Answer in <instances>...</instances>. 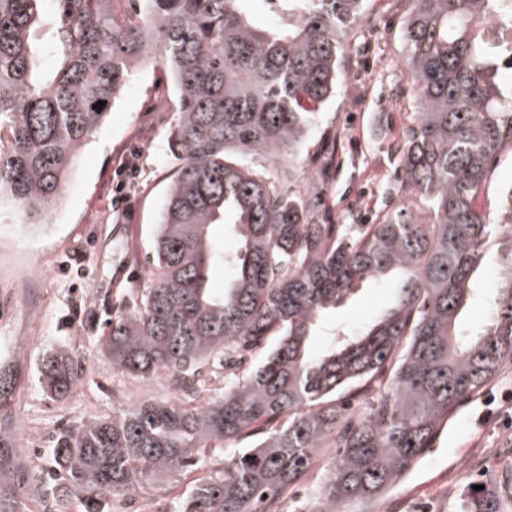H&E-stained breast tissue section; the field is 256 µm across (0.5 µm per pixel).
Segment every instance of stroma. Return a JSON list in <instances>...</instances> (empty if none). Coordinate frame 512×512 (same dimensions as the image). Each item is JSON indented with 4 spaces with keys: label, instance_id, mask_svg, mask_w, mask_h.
Returning <instances> with one entry per match:
<instances>
[{
    "label": "stroma",
    "instance_id": "1",
    "mask_svg": "<svg viewBox=\"0 0 512 512\" xmlns=\"http://www.w3.org/2000/svg\"><path fill=\"white\" fill-rule=\"evenodd\" d=\"M411 0H369L348 39L344 83L324 106L302 151L301 179L316 197L320 224H370L404 206L392 155L410 125L414 102L404 65L402 23ZM162 68L141 64L102 128L74 160L46 224L0 220V344L13 341V395L0 422L17 438L30 469L49 468L61 428L108 418L136 399H172L164 379L112 374L104 346L112 313L146 281L148 243L173 178L167 140L176 115ZM141 155L116 201L117 173L130 147ZM387 283L360 285L336 322L359 329L391 299ZM64 352L79 372L73 391L55 397L38 383L43 359ZM512 499V372L459 408L433 451L378 503L379 512H459L473 486Z\"/></svg>",
    "mask_w": 512,
    "mask_h": 512
}]
</instances>
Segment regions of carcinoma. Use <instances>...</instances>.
<instances>
[{
  "mask_svg": "<svg viewBox=\"0 0 512 512\" xmlns=\"http://www.w3.org/2000/svg\"><path fill=\"white\" fill-rule=\"evenodd\" d=\"M0 0V198L47 224L63 179L141 62L170 75L177 165L151 237L147 283L112 315L108 370L164 377L174 398L140 399L110 419L59 432L53 465L31 471L0 427V512H25L39 485L47 512H86L184 471L208 448L223 466L173 512H281L282 492L327 448L306 512H359L417 465L466 399L512 366V192L481 203L492 154L512 142V84L483 36L512 0H412L403 28L416 110L397 154L413 190L375 224H318L294 187L301 147L340 88L345 44L367 0ZM51 57L55 67L44 69ZM103 101L101 110L94 105ZM288 151V169L275 165ZM500 278L487 321L460 330L473 273L489 250ZM230 272L224 291L212 270ZM400 277L367 327L326 322L364 283ZM324 333L327 347L308 350ZM262 353L224 394L196 404L201 369ZM40 384L66 395L73 362L52 353ZM463 512H508L462 494Z\"/></svg>",
  "mask_w": 512,
  "mask_h": 512,
  "instance_id": "obj_1",
  "label": "carcinoma"
}]
</instances>
